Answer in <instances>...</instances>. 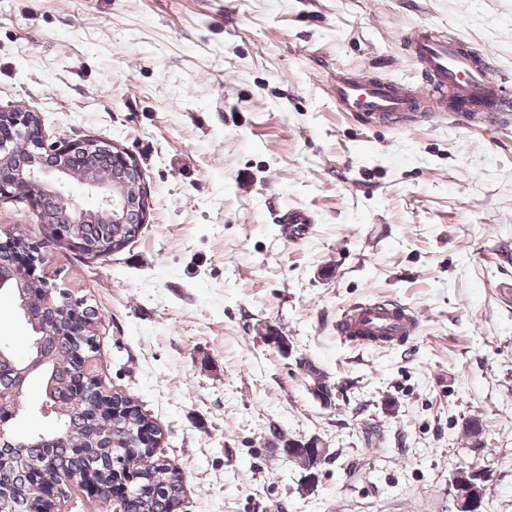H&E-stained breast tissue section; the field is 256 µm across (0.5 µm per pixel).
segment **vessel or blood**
I'll return each mask as SVG.
<instances>
[{"instance_id":"obj_1","label":"vessel or blood","mask_w":512,"mask_h":512,"mask_svg":"<svg viewBox=\"0 0 512 512\" xmlns=\"http://www.w3.org/2000/svg\"><path fill=\"white\" fill-rule=\"evenodd\" d=\"M408 53L418 63L425 85L362 79L344 71L333 78L339 111L359 117L366 127L405 129L449 117L452 123L494 131L512 124V94L493 79V60L465 40L436 32L427 24L406 34ZM409 307L391 300L363 301L336 320L342 341L372 347L404 345L418 330Z\"/></svg>"}]
</instances>
